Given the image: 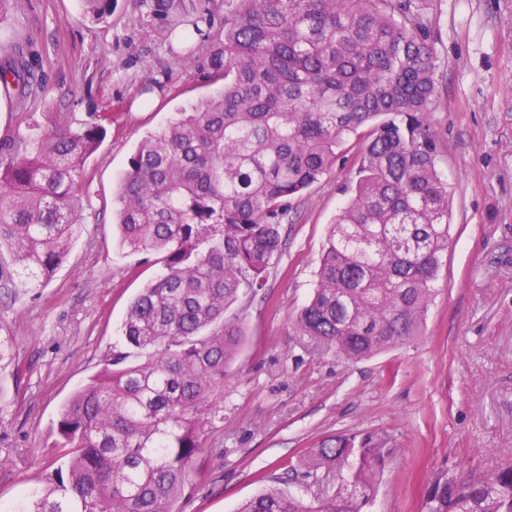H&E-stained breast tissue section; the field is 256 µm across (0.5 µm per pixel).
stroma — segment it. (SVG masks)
Instances as JSON below:
<instances>
[{
	"label": "stroma",
	"instance_id": "35a3bbf8",
	"mask_svg": "<svg viewBox=\"0 0 512 512\" xmlns=\"http://www.w3.org/2000/svg\"><path fill=\"white\" fill-rule=\"evenodd\" d=\"M202 47L168 34L141 0H112L105 21L81 0H0V38L19 44L32 85L0 95V140L108 111L78 194L83 229L50 281L0 300L13 363L0 374V504L41 495L60 467L62 405L122 343L133 298L164 271L159 256L117 245L115 193L147 133L215 90L211 50L237 0H183ZM437 88L425 115L451 189L452 242L441 258L419 336L349 363L298 333L330 225L355 177L365 131L292 200L286 245L261 294L232 311L245 343L224 378V419L205 446L180 512H232L291 468L284 490L337 494L352 460L308 471L332 436L389 450L366 512H421L437 478L459 483L512 457V0H432Z\"/></svg>",
	"mask_w": 512,
	"mask_h": 512
}]
</instances>
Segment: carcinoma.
Here are the masks:
<instances>
[{"mask_svg":"<svg viewBox=\"0 0 512 512\" xmlns=\"http://www.w3.org/2000/svg\"><path fill=\"white\" fill-rule=\"evenodd\" d=\"M181 0H150L170 31ZM429 0H240L209 59L224 86L143 138L119 177V247L160 253L122 323L124 348L64 403L66 466L19 512H180L205 427L224 419V377L245 333L231 307L261 289L282 250L290 201L370 132L349 197L330 228L305 336L351 362L418 334L448 250V183L424 119L436 93ZM101 18L112 0H83ZM0 68L4 95L25 83L20 47ZM112 123L0 141V298L47 283L81 235L76 194ZM356 457L350 489L305 501L277 485L236 512H363L385 450L335 438L314 466ZM425 512H512V460L455 485L437 483Z\"/></svg>","mask_w":512,"mask_h":512,"instance_id":"carcinoma-1","label":"carcinoma"}]
</instances>
